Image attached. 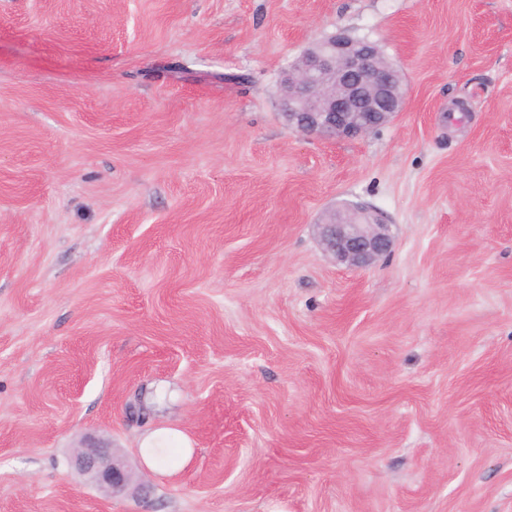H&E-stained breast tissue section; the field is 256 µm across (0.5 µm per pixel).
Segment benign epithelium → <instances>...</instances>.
<instances>
[{
  "instance_id": "7a95c632",
  "label": "benign epithelium",
  "mask_w": 512,
  "mask_h": 512,
  "mask_svg": "<svg viewBox=\"0 0 512 512\" xmlns=\"http://www.w3.org/2000/svg\"><path fill=\"white\" fill-rule=\"evenodd\" d=\"M380 56L376 43L343 31L312 43L281 79L280 107L288 125L306 136L357 139L390 123L404 106L402 80ZM317 231L324 251L354 268L374 265L393 246L390 225L364 205L326 213ZM74 466L111 492L130 480L112 453L95 445L78 450Z\"/></svg>"
}]
</instances>
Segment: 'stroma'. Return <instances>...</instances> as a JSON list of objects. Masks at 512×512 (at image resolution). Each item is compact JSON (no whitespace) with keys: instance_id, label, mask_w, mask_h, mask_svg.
<instances>
[{"instance_id":"obj_1","label":"stroma","mask_w":512,"mask_h":512,"mask_svg":"<svg viewBox=\"0 0 512 512\" xmlns=\"http://www.w3.org/2000/svg\"><path fill=\"white\" fill-rule=\"evenodd\" d=\"M340 29L404 109L300 135ZM0 512H512V0H0ZM317 231L324 251L336 263L354 268L374 265L393 246L390 224L364 205L329 211ZM74 466L81 472L90 474L101 487L114 490L124 489L130 476L112 459V453L106 448L95 445H87L78 450L74 455Z\"/></svg>"}]
</instances>
